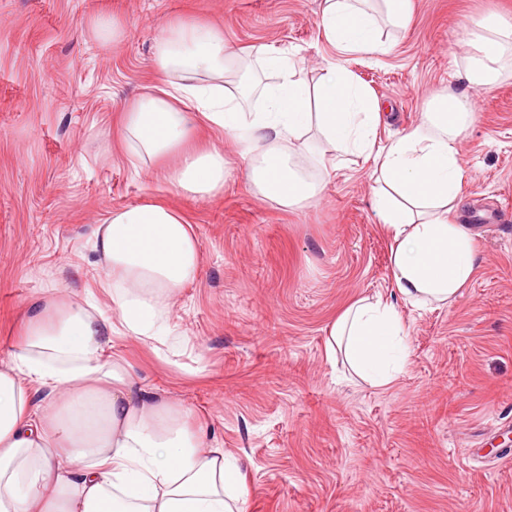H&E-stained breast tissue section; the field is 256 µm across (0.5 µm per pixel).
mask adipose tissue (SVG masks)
I'll return each instance as SVG.
<instances>
[{
  "label": "adipose tissue",
  "instance_id": "ef3b65f1",
  "mask_svg": "<svg viewBox=\"0 0 512 512\" xmlns=\"http://www.w3.org/2000/svg\"><path fill=\"white\" fill-rule=\"evenodd\" d=\"M412 10L413 0H322L319 25L336 57L313 91L280 50L245 57L223 28L170 19L153 48L157 84L122 112L129 163H166L186 197L221 196L224 150L195 144L214 130L238 147L256 194L296 210L322 194L337 155H373L372 202L397 291L415 307L452 304L478 271L474 235L455 220L473 105L433 98L420 124L379 147L380 104L347 65L352 55L387 54L385 28H405ZM466 43V81L493 89L512 66V18L477 20ZM228 81L236 94L225 95ZM92 248L109 311L93 294L43 289L0 360V512H243L238 467L204 445L190 409L141 386L133 364L110 352L118 330L174 349L171 302L202 270L192 225L164 203H139L110 210ZM403 334L393 303L362 298L332 324L328 347L385 386L401 365Z\"/></svg>",
  "mask_w": 512,
  "mask_h": 512
}]
</instances>
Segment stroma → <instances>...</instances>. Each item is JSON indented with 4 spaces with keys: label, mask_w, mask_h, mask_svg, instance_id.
<instances>
[{
    "label": "stroma",
    "mask_w": 512,
    "mask_h": 512,
    "mask_svg": "<svg viewBox=\"0 0 512 512\" xmlns=\"http://www.w3.org/2000/svg\"><path fill=\"white\" fill-rule=\"evenodd\" d=\"M321 0H0V359L36 294L97 280L90 232L149 198L181 209L202 254L175 297L180 356L114 338L146 387L190 407L211 447L232 457L246 512H512V73L493 90L460 75L465 29L512 0H413L390 52L351 57L383 105L378 143L416 125L435 96L466 95L460 141L464 216L480 215L478 271L449 306L397 293L373 208L372 163L330 171L322 200L285 210L253 191L232 143L224 194L182 196L161 169L138 171L118 132L124 106L155 84L152 48L172 17L223 27L242 53L286 51L316 85L329 56ZM109 12L122 36L101 40ZM393 302L406 360L386 387L328 357L353 301ZM94 28L99 36L105 40L118 39L123 31L122 22L112 13H103L94 21Z\"/></svg>",
    "instance_id": "1"
}]
</instances>
